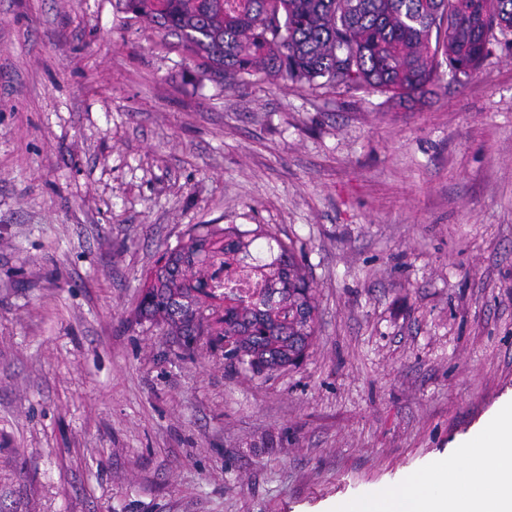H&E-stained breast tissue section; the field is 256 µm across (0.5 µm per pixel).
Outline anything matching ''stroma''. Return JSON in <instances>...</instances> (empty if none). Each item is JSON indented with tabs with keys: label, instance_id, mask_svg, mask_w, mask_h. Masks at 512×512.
Returning a JSON list of instances; mask_svg holds the SVG:
<instances>
[{
	"label": "stroma",
	"instance_id": "stroma-1",
	"mask_svg": "<svg viewBox=\"0 0 512 512\" xmlns=\"http://www.w3.org/2000/svg\"><path fill=\"white\" fill-rule=\"evenodd\" d=\"M317 305L255 376L137 314L194 225ZM512 400V46L398 100L205 78L121 0H0V512H323Z\"/></svg>",
	"mask_w": 512,
	"mask_h": 512
}]
</instances>
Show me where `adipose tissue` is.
<instances>
[{"label": "adipose tissue", "instance_id": "ef3b65f1", "mask_svg": "<svg viewBox=\"0 0 512 512\" xmlns=\"http://www.w3.org/2000/svg\"><path fill=\"white\" fill-rule=\"evenodd\" d=\"M328 512H512V402L454 458L378 492L333 503Z\"/></svg>", "mask_w": 512, "mask_h": 512}]
</instances>
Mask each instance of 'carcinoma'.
<instances>
[{"mask_svg": "<svg viewBox=\"0 0 512 512\" xmlns=\"http://www.w3.org/2000/svg\"><path fill=\"white\" fill-rule=\"evenodd\" d=\"M127 12L176 36L219 83L265 73L310 86L370 88L405 99L447 65L476 70L497 35L512 31V0H122ZM205 225L171 249L157 282L143 292L140 316L170 328L184 349L202 336L233 347L224 357L255 375L271 374L308 349L316 305L302 264L269 233ZM240 266L253 287H224ZM231 305L208 320L201 296Z\"/></svg>", "mask_w": 512, "mask_h": 512, "instance_id": "cac0c4a2", "label": "carcinoma"}]
</instances>
